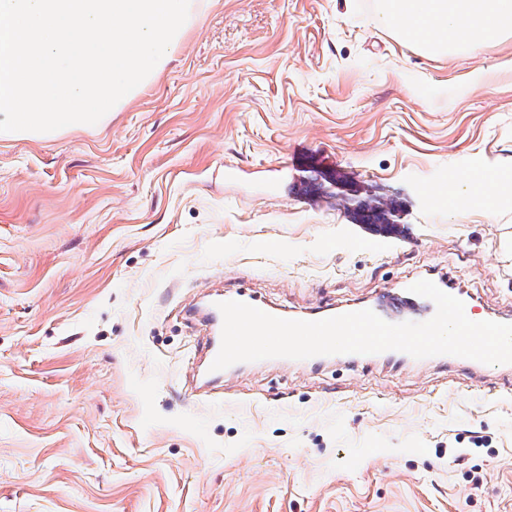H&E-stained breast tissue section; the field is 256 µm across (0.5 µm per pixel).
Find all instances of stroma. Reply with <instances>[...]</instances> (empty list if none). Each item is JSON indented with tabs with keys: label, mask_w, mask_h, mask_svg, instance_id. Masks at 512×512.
I'll return each instance as SVG.
<instances>
[{
	"label": "stroma",
	"mask_w": 512,
	"mask_h": 512,
	"mask_svg": "<svg viewBox=\"0 0 512 512\" xmlns=\"http://www.w3.org/2000/svg\"><path fill=\"white\" fill-rule=\"evenodd\" d=\"M373 0H197L154 83L105 123L0 140V512H512V402L435 361H268L190 392L202 282L303 312L450 275L512 317V37L425 56ZM484 81L473 84L474 72ZM392 199L355 223L335 185ZM508 171L495 168H482L474 171L465 178L448 185V191L443 193V199L452 210H461L467 207H482L488 212L498 208L497 200H486L485 186L493 183L499 188L511 182ZM395 209L396 204L393 202L387 205H383L381 202H377L371 206L364 205V207H360L353 213V219L358 224H368L374 227H377V224H385L383 228L381 227V230H383V232H389L390 226L392 225L386 216L395 212Z\"/></svg>",
	"instance_id": "1"
}]
</instances>
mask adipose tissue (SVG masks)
I'll return each mask as SVG.
<instances>
[{
  "label": "adipose tissue",
  "instance_id": "obj_1",
  "mask_svg": "<svg viewBox=\"0 0 512 512\" xmlns=\"http://www.w3.org/2000/svg\"><path fill=\"white\" fill-rule=\"evenodd\" d=\"M374 19L426 55H458L489 48L512 37V0H375ZM506 171L483 168L450 183L443 199L450 209L495 211L485 186L511 179Z\"/></svg>",
  "mask_w": 512,
  "mask_h": 512
}]
</instances>
